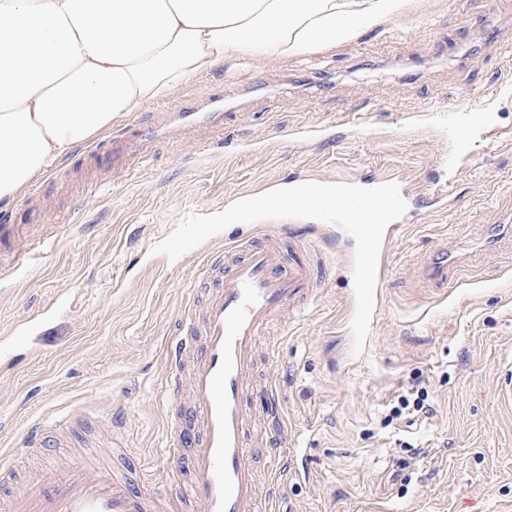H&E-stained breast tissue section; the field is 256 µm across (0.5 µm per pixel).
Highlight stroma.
Instances as JSON below:
<instances>
[{
  "label": "stroma",
  "instance_id": "obj_1",
  "mask_svg": "<svg viewBox=\"0 0 512 512\" xmlns=\"http://www.w3.org/2000/svg\"><path fill=\"white\" fill-rule=\"evenodd\" d=\"M480 52L470 69L460 51ZM223 97L222 126L155 140L145 157L105 171L96 153L128 125L161 122ZM404 174L415 190L447 185L456 209L419 204L399 230L391 275L365 351L352 354L354 283L340 249H283L312 262L304 307L257 336L258 386L281 415L261 436L294 449L271 512H512V0H410L406 13L336 47L294 59L237 55L181 91L145 104L109 134L76 148L34 182L44 223L24 225L0 256V337L39 327L0 349V484L14 494L30 469L54 477L89 456L144 492L163 478L180 512H200L170 438L166 350L195 296L220 232L178 261L151 254L188 212L208 215L267 184ZM494 250L475 251L480 236ZM456 256L458 282L429 286L423 271ZM426 389L429 418H392L398 399ZM34 426L65 438L21 445ZM424 453L411 457L409 445ZM401 481H393L394 470Z\"/></svg>",
  "mask_w": 512,
  "mask_h": 512
}]
</instances>
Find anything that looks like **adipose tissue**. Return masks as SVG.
I'll return each instance as SVG.
<instances>
[{
    "label": "adipose tissue",
    "instance_id": "1",
    "mask_svg": "<svg viewBox=\"0 0 512 512\" xmlns=\"http://www.w3.org/2000/svg\"><path fill=\"white\" fill-rule=\"evenodd\" d=\"M408 0H0V204L230 55L294 58Z\"/></svg>",
    "mask_w": 512,
    "mask_h": 512
}]
</instances>
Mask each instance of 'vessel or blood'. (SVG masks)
Returning <instances> with one entry per match:
<instances>
[{"label":"vessel or blood","instance_id":"b4317fda","mask_svg":"<svg viewBox=\"0 0 512 512\" xmlns=\"http://www.w3.org/2000/svg\"><path fill=\"white\" fill-rule=\"evenodd\" d=\"M168 132L162 124L139 126L112 140L111 165ZM230 251L228 259L220 253L208 258L207 299L201 306L192 300L184 305L182 334L167 352L169 394L178 395L182 378L190 380L189 407L171 423L174 441L168 453L184 461L200 512H261L262 500L273 499L278 485L272 479L260 484L253 455L272 461L280 451L268 445L256 451L248 443L256 336L302 296L311 270L286 256L274 235L259 245L235 238ZM159 501L135 491L130 481L74 467L56 480L32 477L11 496L7 512H157Z\"/></svg>","mask_w":512,"mask_h":512}]
</instances>
